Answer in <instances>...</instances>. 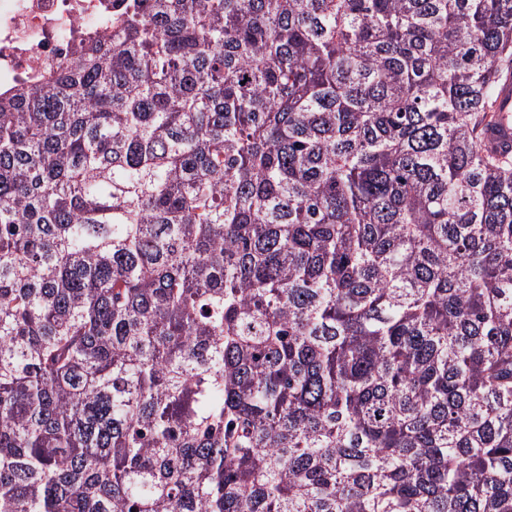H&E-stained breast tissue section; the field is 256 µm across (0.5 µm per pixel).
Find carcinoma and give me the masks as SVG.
<instances>
[{"label":"carcinoma","instance_id":"obj_1","mask_svg":"<svg viewBox=\"0 0 512 512\" xmlns=\"http://www.w3.org/2000/svg\"><path fill=\"white\" fill-rule=\"evenodd\" d=\"M0 93V512H512V0H119ZM495 123L487 128L485 140L501 149L512 145V77L507 76L498 86L494 102Z\"/></svg>","mask_w":512,"mask_h":512}]
</instances>
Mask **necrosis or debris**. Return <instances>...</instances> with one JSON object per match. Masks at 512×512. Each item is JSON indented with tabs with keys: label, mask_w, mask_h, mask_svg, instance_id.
<instances>
[{
	"label": "necrosis or debris",
	"mask_w": 512,
	"mask_h": 512,
	"mask_svg": "<svg viewBox=\"0 0 512 512\" xmlns=\"http://www.w3.org/2000/svg\"><path fill=\"white\" fill-rule=\"evenodd\" d=\"M112 0H0V93L65 66L83 38L104 39Z\"/></svg>",
	"instance_id": "obj_1"
}]
</instances>
